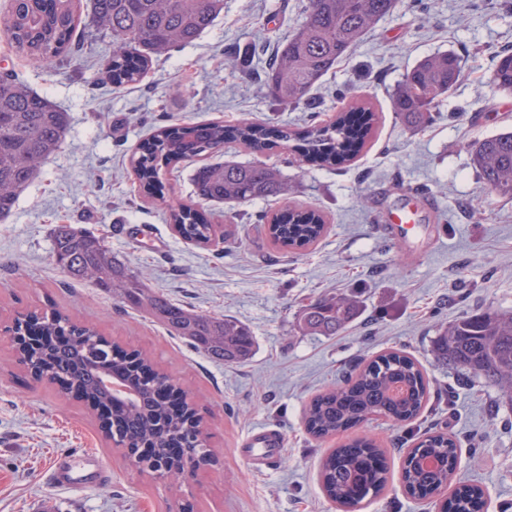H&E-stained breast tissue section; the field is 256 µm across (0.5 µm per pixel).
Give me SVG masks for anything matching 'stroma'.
Segmentation results:
<instances>
[{"label":"stroma","instance_id":"35a3bbf8","mask_svg":"<svg viewBox=\"0 0 512 512\" xmlns=\"http://www.w3.org/2000/svg\"><path fill=\"white\" fill-rule=\"evenodd\" d=\"M303 0H224V10L192 44L158 57L139 82L104 80L111 51L89 28L73 56L42 66L0 37V74L9 73L68 112L59 151L41 166L0 220V512H343L324 493L322 459L350 434L368 435L387 454L382 495L356 512H438L436 499L407 494L408 449L434 432L458 444L453 486L477 484L484 512H512V410L497 391L438 363L432 340L467 315L512 308V200L481 192L470 143L512 131V94L489 83L498 52L512 47V0H400L313 92L315 108L283 106L265 86L268 64L303 20ZM451 51L463 75L434 120L406 126L391 96L423 58ZM369 105L376 121L351 162L336 168L302 160L297 147L253 153L235 143L162 175L163 198L145 196L131 166L135 149L172 123L248 119L299 132L332 122L348 100ZM275 166L287 199L210 203L203 211L229 234L203 248L164 219L171 202L194 198L199 163ZM326 217L317 242L301 251L275 246L269 218L285 205ZM416 209V230L399 242L381 235L378 217ZM69 224L99 236L174 303L247 324L249 359L207 358L88 282H74L52 260V228ZM329 293L356 297L338 334L299 325L306 305ZM59 309L124 349L146 352L188 391L204 418L210 465L174 486L131 466L105 438L88 405L55 385L35 383L18 365L6 334L23 312ZM410 354L431 380L430 399L411 422L369 417L353 433L323 439L304 425L310 400L378 354ZM277 426L278 461L251 468L240 444L252 430ZM88 451L109 481L58 489L54 457Z\"/></svg>","mask_w":512,"mask_h":512}]
</instances>
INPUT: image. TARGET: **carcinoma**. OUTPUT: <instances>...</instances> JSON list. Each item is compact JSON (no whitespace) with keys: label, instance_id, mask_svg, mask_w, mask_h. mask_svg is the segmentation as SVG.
Listing matches in <instances>:
<instances>
[{"label":"carcinoma","instance_id":"1","mask_svg":"<svg viewBox=\"0 0 512 512\" xmlns=\"http://www.w3.org/2000/svg\"><path fill=\"white\" fill-rule=\"evenodd\" d=\"M399 0H307L302 25L272 59L266 86L282 105L311 102V92L361 37L392 15ZM224 10V0H90L89 24L109 36L112 58L105 79L116 85L134 83L153 60L171 48L192 43ZM81 24L80 0H9L0 12V31L16 52L38 64L66 56ZM462 75L459 59L447 51L419 61L393 96V109L407 123L420 126L429 119ZM493 87L512 93V51L499 53L491 75ZM375 113L351 104L329 125H314L301 137L288 129L271 134L266 126L243 121L170 124L142 142L132 168L143 193H163L162 170L189 158L213 154L233 140L252 152L288 142H302L301 156L335 167L352 160L355 149L371 133ZM69 119L51 101L9 75H0V217L11 214L20 194L37 175L43 161L63 145ZM481 191L512 200V131L487 137L472 146ZM195 200L168 206V221L183 239L201 247L212 245L217 228L199 206L211 202L248 203L287 193L278 171L263 163H217L199 167L193 175ZM325 230L324 216L315 209L287 206L273 215L269 233L283 249H303ZM57 266L75 280L97 287L137 308L172 336L185 340L208 357L226 363L249 358L254 347L250 329L228 317L190 311L151 291L144 277L112 254L102 240L80 234L68 224L53 230ZM356 301L344 295L323 296L300 316L303 330L322 336L336 334L353 316ZM28 329L43 340L23 345L18 361L26 370L48 374L61 389L85 394L112 407V435L133 448H150L144 467L160 471L172 484L184 478L180 460L169 453L178 445L187 452L212 457L203 431L193 423L194 407H173L156 398L153 365L148 356L131 349L113 354L114 345L91 327L66 313L52 310L30 317ZM437 359L494 387L502 404L512 408V309L482 312L463 318L435 338ZM116 374L132 397H113L102 378ZM430 384L420 366L399 351H388L368 362L343 386L332 384L312 399L305 411L307 431L323 437L356 426L373 415L395 423L415 419L429 399ZM457 444L445 433L430 434L409 451L403 468L408 492L418 498L437 496L455 473ZM321 481L327 495L344 508L368 494L385 489L387 465L375 441L357 437L335 449L324 461ZM484 491L478 485L456 488L441 503V512H480Z\"/></svg>","mask_w":512,"mask_h":512}]
</instances>
